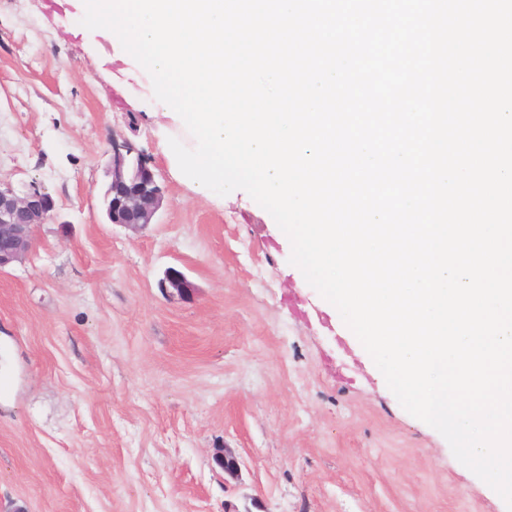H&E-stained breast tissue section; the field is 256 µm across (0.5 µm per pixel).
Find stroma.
<instances>
[{
    "label": "stroma",
    "mask_w": 512,
    "mask_h": 512,
    "mask_svg": "<svg viewBox=\"0 0 512 512\" xmlns=\"http://www.w3.org/2000/svg\"><path fill=\"white\" fill-rule=\"evenodd\" d=\"M152 99L59 0H0V179L57 206L0 271V512H505L399 404L265 210L178 180ZM119 136L165 190L137 232L103 212ZM172 268L189 296L162 288Z\"/></svg>",
    "instance_id": "stroma-1"
}]
</instances>
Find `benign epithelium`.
Listing matches in <instances>:
<instances>
[{
	"mask_svg": "<svg viewBox=\"0 0 512 512\" xmlns=\"http://www.w3.org/2000/svg\"><path fill=\"white\" fill-rule=\"evenodd\" d=\"M109 182L103 194V208L111 224L138 231L153 223L163 205L164 190L151 166L148 154L125 138L110 143ZM53 198L36 187L24 193L0 182V270L24 262L33 248V229L54 218ZM161 287L171 294H189L192 285L178 270L167 272ZM224 474L238 477V458L230 449L216 457Z\"/></svg>",
	"mask_w": 512,
	"mask_h": 512,
	"instance_id": "benign-epithelium-1",
	"label": "benign epithelium"
}]
</instances>
